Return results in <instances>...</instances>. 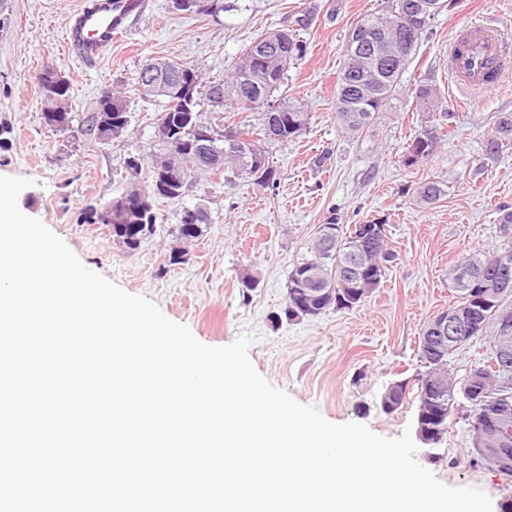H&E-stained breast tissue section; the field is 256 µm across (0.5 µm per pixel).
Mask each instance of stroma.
Wrapping results in <instances>:
<instances>
[{"instance_id": "obj_1", "label": "stroma", "mask_w": 512, "mask_h": 512, "mask_svg": "<svg viewBox=\"0 0 512 512\" xmlns=\"http://www.w3.org/2000/svg\"><path fill=\"white\" fill-rule=\"evenodd\" d=\"M85 2L8 0L9 24L0 30V123L12 133L0 148V176L32 180L19 196L21 211L41 219L86 267L147 297L200 342L224 346L253 334L256 370L326 420L360 423L388 438L414 427V404L389 414L381 409L384 388L413 378L421 330L456 300L449 268L461 256L499 251V208L512 207V148L485 152L498 118L512 113V81L487 89L474 104L457 105L448 45L478 15L512 29V0H453L418 45L387 111L356 134L342 132L336 120V80L351 27L381 0H224L214 19L174 11L170 0H145L90 72L59 46L61 31ZM300 18L307 21L301 28ZM280 28L296 29L306 46L282 91L305 105L311 120L300 136L270 148L276 187L248 179L230 187L222 176H199L183 198L156 202L157 232L134 251L115 244L104 225L87 223L89 207L145 185L146 175L128 173L130 155L166 151L155 136L160 103L138 89L142 63L159 57L194 67L206 79L221 76L258 35ZM47 66L69 80L68 107L79 123L105 89L125 91L131 122L123 137L101 145L56 135L44 122L36 82ZM420 82L440 89L451 119L438 158L407 168L401 160L421 126L413 98ZM322 154L324 167L314 169ZM426 180L443 189L431 203L417 195ZM197 204L212 222L185 245L187 262L171 263L180 213ZM334 216L349 226L386 223L393 267L358 307L274 323L290 270L319 225ZM247 277L254 287H243ZM472 455V437L459 422L441 445L419 446L417 460L444 484L481 489L493 504L511 496L512 484L472 464Z\"/></svg>"}]
</instances>
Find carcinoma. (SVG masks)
I'll use <instances>...</instances> for the list:
<instances>
[{
    "label": "carcinoma",
    "mask_w": 512,
    "mask_h": 512,
    "mask_svg": "<svg viewBox=\"0 0 512 512\" xmlns=\"http://www.w3.org/2000/svg\"><path fill=\"white\" fill-rule=\"evenodd\" d=\"M410 0H383L381 8L361 18L354 28L361 30L364 40L361 43L362 56L371 55L383 39L404 41L406 36L400 32L397 22V13ZM433 18H428L418 37L407 45L400 62H382L380 68L371 71L362 64L361 56H353L344 52L336 84V119L341 128L350 133L365 130L376 119L377 113L385 110L393 93L399 86L403 73L409 64L411 56L419 43L426 38ZM262 44L257 37L243 56L236 62L230 71L222 78L211 81V85L224 89L223 106L241 109H261L263 105L257 102V96L278 98L277 92L284 84L287 70L274 68L265 71L260 68L261 62L255 55ZM39 92L47 103L43 116L49 120V114L59 113L57 121L67 125L73 124L74 118L67 106L70 84L65 78L54 74L42 79L38 84ZM416 111L425 116L421 128L414 140H419L425 127L433 128L430 143L422 153L416 165L427 162L438 154L441 142L436 117H446L448 113L442 111V100L437 89L425 83H419L414 90ZM207 103L198 104L197 109L191 113V121L183 126L180 133L182 143L169 142L170 154L155 157L149 169V180L146 188L141 189L135 185L127 189L129 205L122 211H107V207L91 208L86 212V221L91 224L107 226L114 237L125 240L126 248L136 250L141 243L156 231L157 214L154 209L140 211L136 200L142 194L151 198L179 200L183 193L176 186H171L167 194L155 191V185L160 178V170L167 167L170 156L179 155V163L191 179L199 173L222 172L224 183L232 186L239 179H250L254 184L263 188H270L275 184V173L272 167L261 171L252 168L249 164L250 156L259 153L266 157L269 147L284 144L297 137L294 131L286 128L282 134L272 139L267 136V126H262L260 136H254V131L246 127L227 126L239 137L235 147L219 140L214 147H200L194 143L195 131L192 127H205L214 129V125L203 117ZM105 103L99 101L98 106L78 132L102 145L109 141L97 134L96 124L101 113L104 112ZM512 146V113L507 112L498 118L494 134L487 142L486 151L495 155L503 148ZM443 192L440 184L434 181H423L417 188V193L426 202L438 199ZM211 223L208 211L196 206L182 211L180 224L176 230L185 242L202 236L200 227ZM499 233L504 241L501 252L484 259L474 256H464L458 259L449 269L448 275L458 292L457 300L451 305L453 309L470 312L476 307L470 289L489 285L492 281L503 275L512 278V210L502 209L499 219ZM354 231L345 230L339 237L328 240L317 233L307 247V254L295 264L292 269L294 277L305 276L302 284H297L294 277L288 278V288L285 308H298L304 311L301 318H307L312 313L322 314L332 308L322 296V289L329 286L341 287L348 279L358 275L355 252L357 241L353 238ZM498 311L488 309L477 312L478 321L483 326L477 332L482 336L491 325L495 326L492 334L488 336L491 350V363L483 366H474L467 375L457 379L451 368V362L442 364L445 375V386L442 389H432L426 384V379L433 373L430 364L432 360L430 340L425 334L419 336L418 359L419 370L414 377L416 380V424H421L429 430H438L440 438L431 443L438 446L449 432L453 420L461 419L468 425L473 440L474 458L472 463L490 467L496 470L504 479L512 482V377L505 378L500 371L499 349L501 334L496 330L499 313L507 312L512 317V308L506 304L507 298L512 296L511 290L499 289ZM493 448L508 449V463L494 462L488 458V452Z\"/></svg>",
    "instance_id": "cac0c4a2"
}]
</instances>
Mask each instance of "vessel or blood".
I'll use <instances>...</instances> for the list:
<instances>
[{"label":"vessel or blood","instance_id":"obj_1","mask_svg":"<svg viewBox=\"0 0 512 512\" xmlns=\"http://www.w3.org/2000/svg\"><path fill=\"white\" fill-rule=\"evenodd\" d=\"M141 0H93L81 9L61 33V44L86 67H94L104 46L102 33L123 30L131 13L141 8ZM469 41L466 51H451L448 78L465 101H473L475 91L486 87V72H494L496 79L512 76V66L506 58L512 54L498 31L487 20L477 17L465 27Z\"/></svg>","mask_w":512,"mask_h":512}]
</instances>
